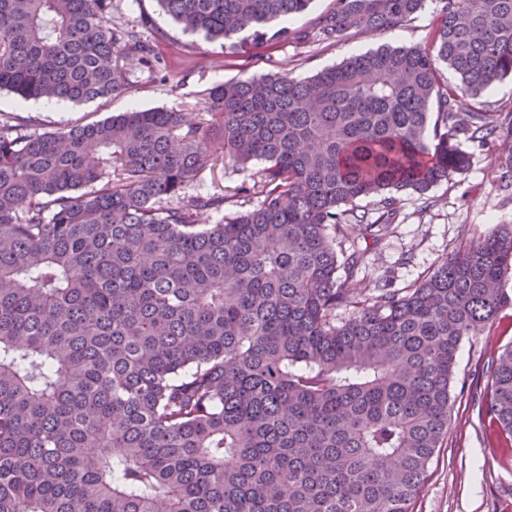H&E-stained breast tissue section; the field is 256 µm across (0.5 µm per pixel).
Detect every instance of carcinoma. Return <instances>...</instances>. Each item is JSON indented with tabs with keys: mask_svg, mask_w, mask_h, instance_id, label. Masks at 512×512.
Wrapping results in <instances>:
<instances>
[{
	"mask_svg": "<svg viewBox=\"0 0 512 512\" xmlns=\"http://www.w3.org/2000/svg\"><path fill=\"white\" fill-rule=\"evenodd\" d=\"M234 54L308 35L313 0H156ZM425 0H336L324 41L379 33ZM436 52L382 47L306 79L211 88L190 119L132 108L32 136L0 113V512H413L448 431L463 339L512 307V227L373 295L355 230L463 171L458 142L512 137L480 101L512 76V0H436ZM112 0H0V92L84 103L163 68ZM458 79L443 83L440 64ZM230 160L260 204L199 223L188 195ZM512 191V153L498 158ZM377 198L378 216L352 204ZM351 311L336 321V309ZM486 412L512 437V345ZM335 7L334 0H314L310 9L296 17L291 18L285 22H277L273 25L274 29L281 26H286L290 31H316L317 22L329 14Z\"/></svg>",
	"mask_w": 512,
	"mask_h": 512,
	"instance_id": "obj_1",
	"label": "carcinoma"
}]
</instances>
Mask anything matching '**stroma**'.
Wrapping results in <instances>:
<instances>
[{
	"instance_id": "1",
	"label": "stroma",
	"mask_w": 512,
	"mask_h": 512,
	"mask_svg": "<svg viewBox=\"0 0 512 512\" xmlns=\"http://www.w3.org/2000/svg\"><path fill=\"white\" fill-rule=\"evenodd\" d=\"M437 5L426 0L413 19L378 33H347L340 42L310 39L225 54L219 43L182 32L159 11L155 0H112V22L120 27L138 25L152 16L160 34L157 50L167 66H136L131 93L83 105L66 101L38 109L0 92V110L24 117L32 134L55 131L103 120L130 108L178 107L202 110L209 89L224 81L246 78L268 70L303 79L335 65L352 52L363 53L382 45L432 48ZM470 163L466 170L429 191L427 197L405 194L392 233L375 240L356 238L337 243V251L357 246L366 253L362 274L367 284L406 288L420 281L461 243L512 225V194L502 190L492 166L501 148L462 143ZM261 163L240 169L225 163L203 171L187 187L191 194L224 193L225 214L256 206L257 196L238 197L241 185L259 178ZM512 344V308L503 309L478 334L464 338L451 385L453 408L448 434L429 467V477L414 503V512H512V440L486 415L482 402L491 385V364L499 347Z\"/></svg>"
}]
</instances>
